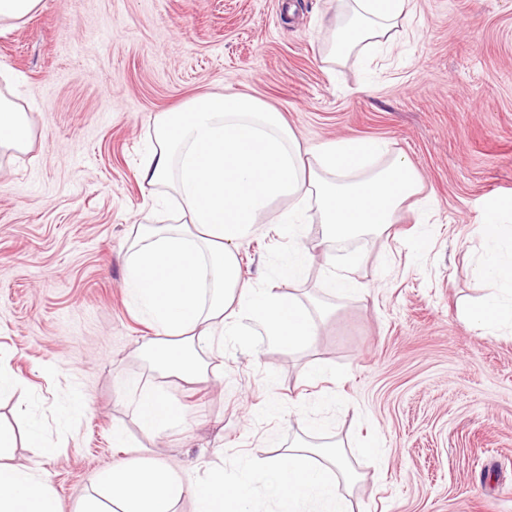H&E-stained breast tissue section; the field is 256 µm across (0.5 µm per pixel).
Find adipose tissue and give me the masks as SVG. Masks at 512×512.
Masks as SVG:
<instances>
[{"mask_svg": "<svg viewBox=\"0 0 512 512\" xmlns=\"http://www.w3.org/2000/svg\"><path fill=\"white\" fill-rule=\"evenodd\" d=\"M411 14L412 0H336L335 14L322 20L332 35L325 62L339 65L391 43ZM155 130L140 177L151 187L172 185L182 219L140 225L126 286L154 324L146 347L158 367L187 382L204 379L200 351L216 331L232 332L235 319L266 324L288 351L317 334L301 302L241 278L239 248L270 202H283L280 221L295 235L306 221L307 201H314L332 244L365 231L384 233L421 190L410 161L384 142L339 138L301 147L281 112L241 93L203 95L186 109L162 113ZM30 136L24 113L0 97V153L26 149ZM503 210L493 203L479 227L483 253L475 276L486 293L464 309L484 330L512 328V225L501 220ZM136 418L158 436L183 426L187 414L150 386L139 396ZM14 442L0 427V512H61L37 471L7 464ZM257 473L277 481L279 512H346L336 483L354 475L343 450L303 446L194 482L166 463L121 462L99 478L82 512H176L185 498L193 500L194 512H243L244 492Z\"/></svg>", "mask_w": 512, "mask_h": 512, "instance_id": "obj_1", "label": "adipose tissue"}]
</instances>
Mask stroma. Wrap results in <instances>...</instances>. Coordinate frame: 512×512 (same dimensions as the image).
I'll list each match as a JSON object with an SVG mask.
<instances>
[{"instance_id": "stroma-1", "label": "stroma", "mask_w": 512, "mask_h": 512, "mask_svg": "<svg viewBox=\"0 0 512 512\" xmlns=\"http://www.w3.org/2000/svg\"><path fill=\"white\" fill-rule=\"evenodd\" d=\"M334 7L41 0L0 32V67L15 77L0 94L31 129L30 149L0 159V355L20 380L0 426L15 436L12 464L39 469L62 512H81L93 484L143 447L192 479L296 444L344 449L350 512H512V332L485 334L459 312L479 295L477 225L492 202H512V0H413L388 48L329 72L320 19ZM229 91L282 112L305 146L387 142L423 191L385 234L335 248L363 257L349 296L332 289L317 223L298 241L312 255L302 278L282 279L298 242L270 203L241 275L301 300L318 334L288 353L240 320L202 352L205 380L187 385L139 352L152 330L125 286V257L136 227L172 207L168 188L139 177L155 116ZM316 364L325 374L313 382ZM150 382L184 406L185 427L141 430ZM76 391L88 408L67 427L59 411ZM33 420L39 448L26 439ZM118 428L130 447H113ZM372 439L383 457L360 455Z\"/></svg>"}]
</instances>
